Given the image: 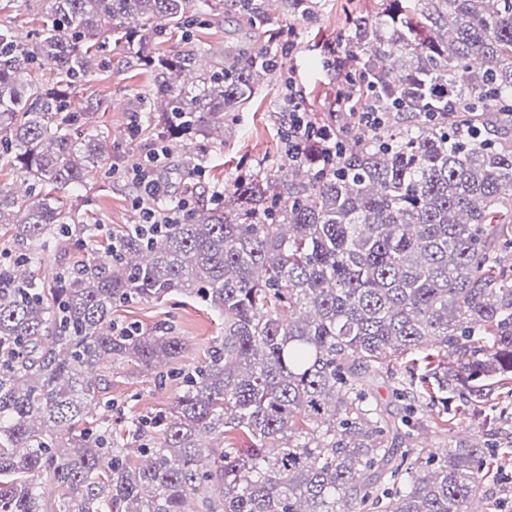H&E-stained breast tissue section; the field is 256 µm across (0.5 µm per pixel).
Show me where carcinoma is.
<instances>
[{
    "label": "carcinoma",
    "instance_id": "obj_1",
    "mask_svg": "<svg viewBox=\"0 0 512 512\" xmlns=\"http://www.w3.org/2000/svg\"><path fill=\"white\" fill-rule=\"evenodd\" d=\"M234 2L250 46L200 66L193 28L224 0H25L44 14L31 41L0 24V162L26 183L0 186V512H477L485 449L399 451L367 383L424 350L429 399L512 396V0L347 16L344 71L385 118L343 134L336 164L309 146L279 181L249 175L156 234L110 232L103 260L57 266L48 287L16 274L99 236L61 195L83 199L112 166L110 134L72 106L112 52L155 74L132 138L224 145L266 45L253 0ZM165 30L191 48L163 51ZM175 297L224 317L191 368L179 337L114 317ZM126 360L180 391L118 439L92 418L113 410L106 370Z\"/></svg>",
    "mask_w": 512,
    "mask_h": 512
}]
</instances>
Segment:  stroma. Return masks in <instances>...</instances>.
<instances>
[{
    "label": "stroma",
    "instance_id": "1",
    "mask_svg": "<svg viewBox=\"0 0 512 512\" xmlns=\"http://www.w3.org/2000/svg\"><path fill=\"white\" fill-rule=\"evenodd\" d=\"M268 12L267 27L277 33L272 46L277 49L278 66L269 78L259 82L251 102L236 112L224 115V145L211 147L208 140L194 139V152L205 168L201 177L188 175L184 150L173 151L172 159L179 174L171 184L172 199L183 195L207 202L216 189L231 188L252 171L274 179L285 172L286 147L283 142L281 108L288 96H295L303 112L312 120L327 114L335 97L336 73L326 66L323 47L343 40L346 9L368 16L379 10L377 0H320L315 18L293 16L281 11L277 0H258ZM153 86L150 74L131 67L121 54H113L112 68L94 74L75 98L76 104L86 99L100 100L103 110L93 117L95 124L107 126L115 137L118 151L135 158L142 149L139 141L130 139L128 128L138 93ZM132 186L125 178L99 174L96 189L85 207V214L101 223L103 229L129 227L135 211L130 204ZM120 317L138 322L145 328L163 327L180 336L185 344L182 361L191 365L201 361L220 332L218 318L203 306L186 299L161 304L142 301L120 309ZM381 405L402 416L415 410L422 425L415 438L425 441L435 452L447 448L450 442H480L493 475L484 482L491 503L501 512H512V399L493 395L485 411L476 414L452 390L443 398L415 400L398 397L390 379L378 377L372 385ZM113 428H120L129 413L152 416L170 408L177 389L175 386H155L143 376L133 362L112 367ZM456 415L452 434L439 431L438 423L444 412Z\"/></svg>",
    "mask_w": 512,
    "mask_h": 512
}]
</instances>
